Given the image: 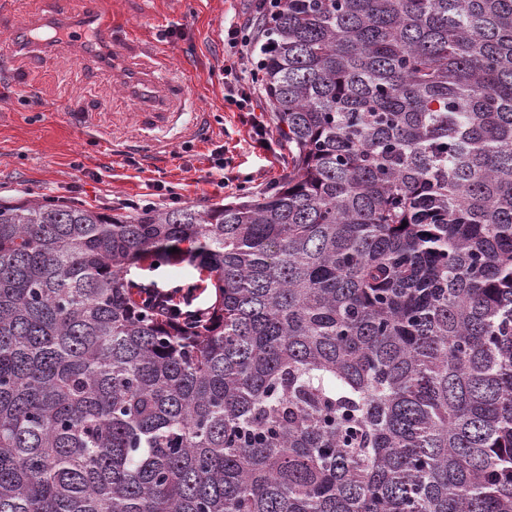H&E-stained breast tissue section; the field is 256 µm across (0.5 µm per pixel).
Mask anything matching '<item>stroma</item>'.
Segmentation results:
<instances>
[{
	"label": "stroma",
	"instance_id": "obj_1",
	"mask_svg": "<svg viewBox=\"0 0 512 512\" xmlns=\"http://www.w3.org/2000/svg\"><path fill=\"white\" fill-rule=\"evenodd\" d=\"M112 24L127 39L156 41L172 56L186 85L183 111L162 129L141 125L142 106L112 71L86 61L63 41L49 64L30 70L27 52L13 54L12 75L0 79V202L54 196L117 214L121 200L143 203L150 185L174 187L172 202L200 208L259 195L288 171V147H253L239 110L224 98V21L244 0H106ZM32 105H25V98ZM234 182L212 174L215 154ZM136 282H175L197 288L199 304L213 296L191 266L169 261L132 268Z\"/></svg>",
	"mask_w": 512,
	"mask_h": 512
}]
</instances>
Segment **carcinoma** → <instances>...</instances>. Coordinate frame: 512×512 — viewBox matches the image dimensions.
Returning <instances> with one entry per match:
<instances>
[{
	"mask_svg": "<svg viewBox=\"0 0 512 512\" xmlns=\"http://www.w3.org/2000/svg\"><path fill=\"white\" fill-rule=\"evenodd\" d=\"M253 65L268 193L0 203V512H512V0H277ZM128 277L136 282H143L141 285L135 284L140 287L139 297L145 304L160 306L181 318L201 320L206 314L207 308L195 305V303L208 307L213 302L210 289L205 288L206 283L200 280L199 273L187 263L169 261L152 268L147 265L141 268L133 267ZM151 280L158 282L159 286H164L169 282L178 284H170L167 288H161ZM149 281L151 282L147 283ZM182 285L185 287L198 285L199 288L196 290L198 299L196 300L193 290L185 291Z\"/></svg>",
	"mask_w": 512,
	"mask_h": 512,
	"instance_id": "1",
	"label": "carcinoma"
}]
</instances>
